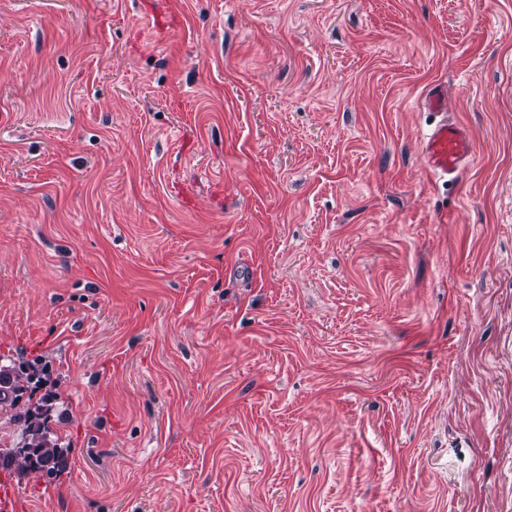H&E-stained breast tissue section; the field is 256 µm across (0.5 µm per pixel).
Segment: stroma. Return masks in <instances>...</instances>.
I'll use <instances>...</instances> for the list:
<instances>
[{
    "label": "stroma",
    "instance_id": "stroma-1",
    "mask_svg": "<svg viewBox=\"0 0 512 512\" xmlns=\"http://www.w3.org/2000/svg\"><path fill=\"white\" fill-rule=\"evenodd\" d=\"M7 356L25 512H512V0H0ZM423 106L439 117L429 126L422 142L425 171L433 177L451 180L470 156L468 134L457 123L448 121L446 92L440 84H434L425 91ZM9 364H0V410L10 413V420L22 427L28 443V453L39 451L36 459H30L22 448H11L3 453L0 449V465L16 470L19 475L40 473L41 477L54 480L66 468L63 448L59 446L54 432L49 427L48 397L55 402L57 395L45 393L33 403L34 392L43 385L45 368L41 358L18 359ZM27 395V400H24ZM33 403V404H32Z\"/></svg>",
    "mask_w": 512,
    "mask_h": 512
}]
</instances>
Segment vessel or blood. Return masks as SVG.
<instances>
[{"label": "vessel or blood", "mask_w": 512, "mask_h": 512, "mask_svg": "<svg viewBox=\"0 0 512 512\" xmlns=\"http://www.w3.org/2000/svg\"><path fill=\"white\" fill-rule=\"evenodd\" d=\"M423 105L435 117L422 142L424 168L431 176L454 178L470 155L468 134L457 123L449 121L443 86H430L424 94Z\"/></svg>", "instance_id": "b4317fda"}]
</instances>
